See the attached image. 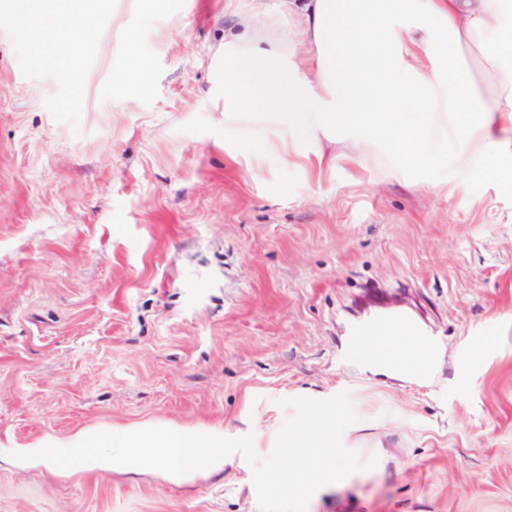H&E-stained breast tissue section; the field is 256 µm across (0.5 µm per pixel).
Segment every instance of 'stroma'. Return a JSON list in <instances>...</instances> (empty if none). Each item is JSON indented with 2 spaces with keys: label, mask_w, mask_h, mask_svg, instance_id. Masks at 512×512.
Returning a JSON list of instances; mask_svg holds the SVG:
<instances>
[{
  "label": "stroma",
  "mask_w": 512,
  "mask_h": 512,
  "mask_svg": "<svg viewBox=\"0 0 512 512\" xmlns=\"http://www.w3.org/2000/svg\"><path fill=\"white\" fill-rule=\"evenodd\" d=\"M225 2L77 0L90 36L41 62L50 0H0V512H261L239 452L188 482L10 452L162 423L266 458L287 400L342 392L343 445L378 463L306 512H512V182L452 169L438 196L370 146L318 177L256 165L224 133ZM395 312L432 381L346 361L350 324Z\"/></svg>",
  "instance_id": "1"
}]
</instances>
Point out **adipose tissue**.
I'll list each match as a JSON object with an SVG mask.
<instances>
[{"label":"adipose tissue","mask_w":512,"mask_h":512,"mask_svg":"<svg viewBox=\"0 0 512 512\" xmlns=\"http://www.w3.org/2000/svg\"><path fill=\"white\" fill-rule=\"evenodd\" d=\"M504 0H249L224 33V131L257 162L316 172L360 162L374 145L395 174L443 186L437 169L512 177V14ZM286 23L263 41L251 14ZM477 43L498 94H479L457 64ZM400 378L437 369L423 337H371L354 352Z\"/></svg>","instance_id":"obj_1"}]
</instances>
